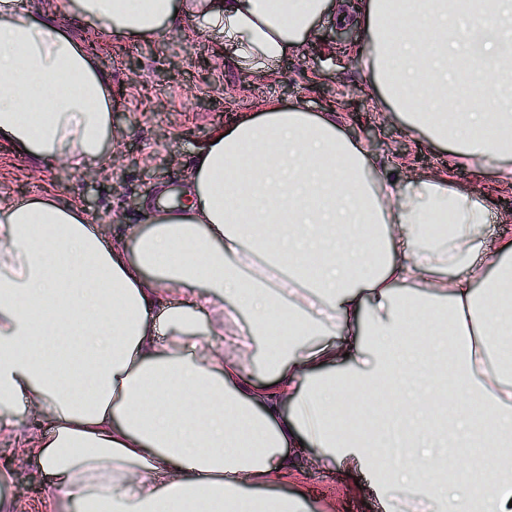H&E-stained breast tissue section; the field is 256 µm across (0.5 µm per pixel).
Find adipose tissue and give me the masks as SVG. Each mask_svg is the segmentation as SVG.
<instances>
[{
    "label": "adipose tissue",
    "mask_w": 512,
    "mask_h": 512,
    "mask_svg": "<svg viewBox=\"0 0 512 512\" xmlns=\"http://www.w3.org/2000/svg\"><path fill=\"white\" fill-rule=\"evenodd\" d=\"M330 0H73L121 37L202 20L243 66L293 50ZM0 0V139L48 161L104 158L112 88L85 49ZM370 81L409 129L512 178V0H367ZM188 203L104 244L82 208L0 204V430L29 441L78 512H311L247 493L317 449L368 473L385 512H512V228L478 256L481 195L370 166L335 114L267 104L214 135ZM272 377L253 379L256 337ZM394 391L400 447L345 391Z\"/></svg>",
    "instance_id": "adipose-tissue-1"
}]
</instances>
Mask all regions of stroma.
Masks as SVG:
<instances>
[{
	"mask_svg": "<svg viewBox=\"0 0 512 512\" xmlns=\"http://www.w3.org/2000/svg\"><path fill=\"white\" fill-rule=\"evenodd\" d=\"M292 52L265 72L236 64L224 37L201 22L166 26L146 38H120L82 19L71 0H21L22 17L48 22L73 40L95 44L92 66L108 79L123 115L107 145V157L75 167L67 160L43 163L0 143V203L24 196L61 206H83L104 242L144 223L148 194L169 183H187L197 153L232 119L255 114L269 102L314 115L335 110L347 139L363 144L374 168L391 167L400 181L424 175L447 177L481 195L488 208L483 244L494 261L497 235L512 222V184L482 169L479 159L457 155L409 130L376 95L358 53L364 33L356 19L365 0H333ZM16 427L0 433V497L14 512H73L51 495L50 478L26 451L27 440L46 429L40 412L24 409ZM290 475L270 486L273 494L306 495L313 512H384L367 474L347 479L327 468L316 449L292 452Z\"/></svg>",
	"mask_w": 512,
	"mask_h": 512,
	"instance_id": "obj_1",
	"label": "stroma"
}]
</instances>
